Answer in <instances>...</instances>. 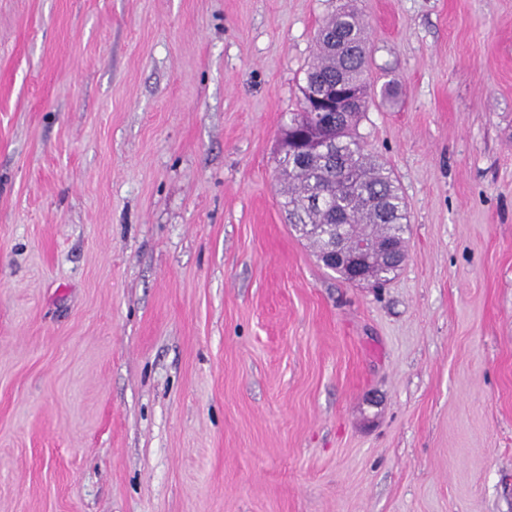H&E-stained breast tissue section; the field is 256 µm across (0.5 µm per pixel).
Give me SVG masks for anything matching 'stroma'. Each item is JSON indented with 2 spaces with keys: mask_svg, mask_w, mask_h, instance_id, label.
Here are the masks:
<instances>
[{
  "mask_svg": "<svg viewBox=\"0 0 512 512\" xmlns=\"http://www.w3.org/2000/svg\"><path fill=\"white\" fill-rule=\"evenodd\" d=\"M346 3L381 288L280 205ZM0 512H512V0H0Z\"/></svg>",
  "mask_w": 512,
  "mask_h": 512,
  "instance_id": "stroma-1",
  "label": "stroma"
}]
</instances>
